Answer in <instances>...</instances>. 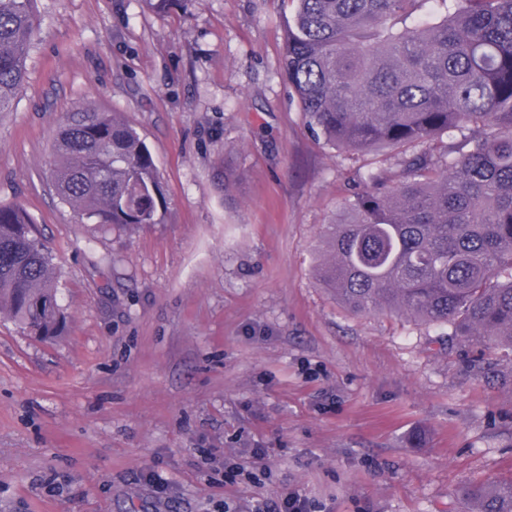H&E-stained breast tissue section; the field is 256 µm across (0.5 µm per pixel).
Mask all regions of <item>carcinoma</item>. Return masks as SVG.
<instances>
[{
	"label": "carcinoma",
	"instance_id": "cac0c4a2",
	"mask_svg": "<svg viewBox=\"0 0 512 512\" xmlns=\"http://www.w3.org/2000/svg\"><path fill=\"white\" fill-rule=\"evenodd\" d=\"M35 0H0V112L26 84ZM283 69L307 126L349 156L392 151L400 180L360 176L324 230L323 287L354 314L448 325L512 348V0H289ZM53 189L79 217L161 223L151 152L115 112L80 103L53 144ZM57 336L52 253L0 206V313ZM469 512H512V480L472 482Z\"/></svg>",
	"mask_w": 512,
	"mask_h": 512
}]
</instances>
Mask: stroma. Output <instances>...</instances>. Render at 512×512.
<instances>
[{
  "label": "stroma",
  "mask_w": 512,
  "mask_h": 512,
  "mask_svg": "<svg viewBox=\"0 0 512 512\" xmlns=\"http://www.w3.org/2000/svg\"><path fill=\"white\" fill-rule=\"evenodd\" d=\"M27 82L0 113V205L54 256L56 340L0 314V512H221L252 491L202 466L265 449L264 491L313 512H467L512 477V352L356 316L316 245L368 156L305 124L282 61V0H36ZM149 148L163 223L79 222L47 180L75 104Z\"/></svg>",
  "instance_id": "1"
}]
</instances>
